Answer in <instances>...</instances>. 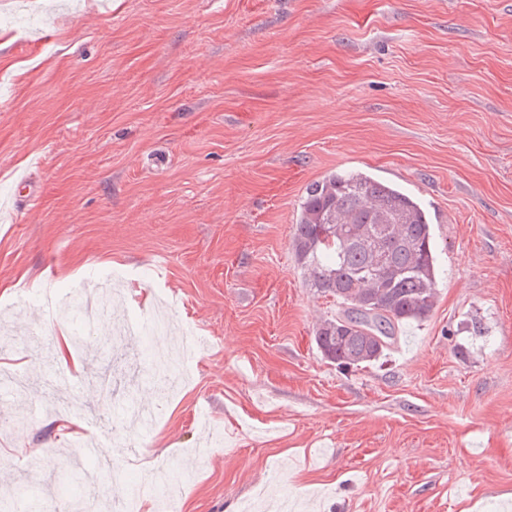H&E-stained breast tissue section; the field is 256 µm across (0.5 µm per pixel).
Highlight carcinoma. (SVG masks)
<instances>
[{
	"label": "carcinoma",
	"instance_id": "obj_1",
	"mask_svg": "<svg viewBox=\"0 0 512 512\" xmlns=\"http://www.w3.org/2000/svg\"><path fill=\"white\" fill-rule=\"evenodd\" d=\"M292 249L308 285L339 305L314 334L329 363L357 368L377 362L403 324L427 319L435 307L432 218L398 185L359 170L310 183Z\"/></svg>",
	"mask_w": 512,
	"mask_h": 512
}]
</instances>
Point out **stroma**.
<instances>
[{"instance_id": "obj_1", "label": "stroma", "mask_w": 512, "mask_h": 512, "mask_svg": "<svg viewBox=\"0 0 512 512\" xmlns=\"http://www.w3.org/2000/svg\"><path fill=\"white\" fill-rule=\"evenodd\" d=\"M364 170L433 217L430 317L374 365L322 359L339 309L292 235L306 186ZM0 489L68 473L48 398L107 418L116 321L198 336L126 437L193 468L172 512H512V0H0ZM106 295L53 390L35 332ZM24 436L32 455L11 443ZM17 196L12 199V207H16L20 203H24L27 206L34 208L38 205L40 200V192L35 187L32 179L22 174L15 179Z\"/></svg>"}]
</instances>
